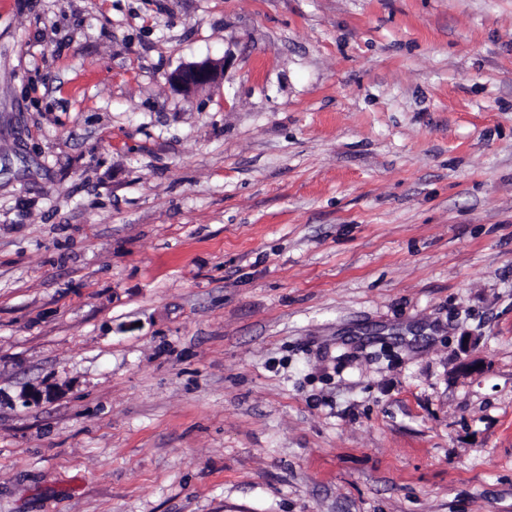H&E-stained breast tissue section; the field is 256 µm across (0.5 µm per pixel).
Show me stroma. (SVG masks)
Segmentation results:
<instances>
[{"instance_id":"1","label":"stroma","mask_w":512,"mask_h":512,"mask_svg":"<svg viewBox=\"0 0 512 512\" xmlns=\"http://www.w3.org/2000/svg\"><path fill=\"white\" fill-rule=\"evenodd\" d=\"M0 512H512V0H0ZM223 68L220 62L206 59L180 67L169 80L177 90L189 91L213 83Z\"/></svg>"}]
</instances>
